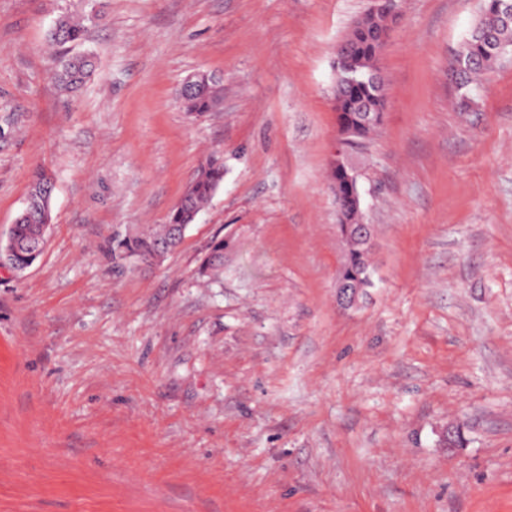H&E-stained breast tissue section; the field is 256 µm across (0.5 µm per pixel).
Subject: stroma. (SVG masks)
<instances>
[{
  "label": "stroma",
  "instance_id": "obj_1",
  "mask_svg": "<svg viewBox=\"0 0 512 512\" xmlns=\"http://www.w3.org/2000/svg\"><path fill=\"white\" fill-rule=\"evenodd\" d=\"M371 5L0 0L1 241L32 172L55 184L40 259L0 265V512H512V62L458 111L478 0H395L384 121L350 152L373 286L341 308L332 62ZM199 71L224 94L194 116ZM214 153L181 246L112 257ZM86 31L84 21L73 17H63L57 20L51 33L50 40L58 45L79 43ZM96 69V62L91 55L64 57L57 67V78L66 90H72L83 84ZM222 98L223 85L214 81L206 72L196 73L187 90L178 96L183 111L194 115L213 111ZM224 265V239H215L211 242L209 252L202 260L199 275L209 277L220 272Z\"/></svg>",
  "mask_w": 512,
  "mask_h": 512
}]
</instances>
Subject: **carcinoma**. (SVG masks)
I'll use <instances>...</instances> for the list:
<instances>
[{"label": "carcinoma", "instance_id": "obj_1", "mask_svg": "<svg viewBox=\"0 0 512 512\" xmlns=\"http://www.w3.org/2000/svg\"><path fill=\"white\" fill-rule=\"evenodd\" d=\"M512 10V0H480V12L467 37L454 53L452 63L461 71V81L456 86V107L466 112L475 102L481 77L493 70L503 58L512 54V22L503 19V13ZM375 17L367 14L359 18L344 38L349 54L338 60L336 66L344 72L353 67L361 74L359 82L345 90L334 93L335 109L350 115L351 123L358 130V139L369 138L382 122L385 94L382 79L372 81L370 75L378 71V60L384 43L374 36ZM86 26L72 17L57 20L50 40L58 45L79 43L83 40ZM96 69L91 55L64 57L57 67V78L66 90H72L88 79ZM223 98V85L213 80L210 74L198 72L191 78L187 90L178 96L183 111L201 115L213 111ZM366 112L377 113V123L366 126L356 105ZM224 181V163L212 155L200 166L194 180L182 195L179 205L169 214L168 222L158 228L125 239L112 246V252L125 253L141 260L149 259L170 243L174 251L181 241L172 239L173 225L191 224L196 213L211 199ZM53 185L48 176L36 170L32 173L28 211L17 216L11 227L9 239L17 246L14 260L19 267L30 265L38 254L30 249L40 238L41 226L52 220ZM345 246L340 272L353 273L363 278L364 287L372 285L371 268L358 248L349 240L342 239ZM224 265V240L211 242L209 252L202 260L199 275L209 277L220 272Z\"/></svg>", "mask_w": 512, "mask_h": 512}]
</instances>
